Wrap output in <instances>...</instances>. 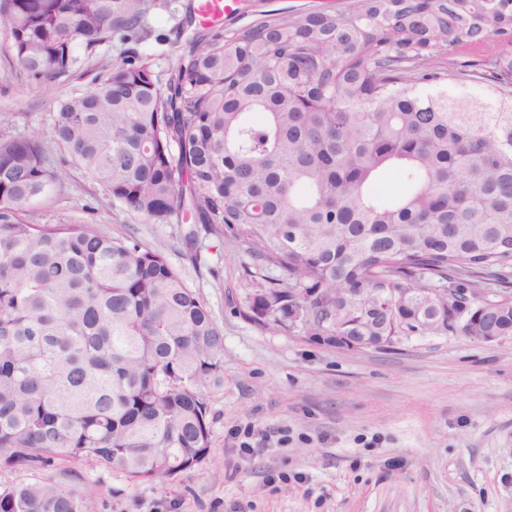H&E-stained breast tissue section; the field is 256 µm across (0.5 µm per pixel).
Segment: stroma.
Listing matches in <instances>:
<instances>
[{
	"label": "stroma",
	"instance_id": "obj_1",
	"mask_svg": "<svg viewBox=\"0 0 512 512\" xmlns=\"http://www.w3.org/2000/svg\"><path fill=\"white\" fill-rule=\"evenodd\" d=\"M323 0H228L220 20L180 23L198 0H157L135 46L114 39L79 70L33 85L0 34V133H50L58 100L87 91L128 53L168 79L192 37L238 29ZM56 145L61 186L35 199L37 224H100L161 251L224 331V381L210 389L212 450L166 485L119 472H85L74 486L94 512H512V337L484 344L461 333L402 336L385 350L350 351L261 329L239 315L259 279L219 226L151 224L74 166ZM198 240L196 253L185 245ZM284 430L286 439L248 459L230 444L237 425Z\"/></svg>",
	"mask_w": 512,
	"mask_h": 512
}]
</instances>
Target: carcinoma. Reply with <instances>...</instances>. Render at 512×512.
<instances>
[{
    "label": "carcinoma",
    "mask_w": 512,
    "mask_h": 512,
    "mask_svg": "<svg viewBox=\"0 0 512 512\" xmlns=\"http://www.w3.org/2000/svg\"><path fill=\"white\" fill-rule=\"evenodd\" d=\"M153 0H0L28 80L143 30ZM512 0H348L200 38L161 87L130 57L57 101L51 141L154 224H217L266 285L242 315L286 336H512ZM470 70L441 71L458 50ZM36 131L0 134V512H92L74 464L166 484L212 449L224 332L162 252L94 224H35L59 184ZM403 191L388 197L384 178ZM354 288L460 296L420 329ZM48 470L55 477H43Z\"/></svg>",
    "instance_id": "1"
}]
</instances>
